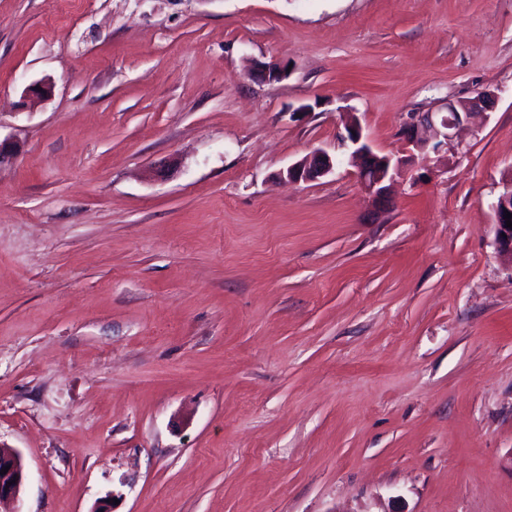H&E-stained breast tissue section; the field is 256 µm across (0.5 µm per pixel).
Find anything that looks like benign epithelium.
<instances>
[{
	"label": "benign epithelium",
	"mask_w": 512,
	"mask_h": 512,
	"mask_svg": "<svg viewBox=\"0 0 512 512\" xmlns=\"http://www.w3.org/2000/svg\"><path fill=\"white\" fill-rule=\"evenodd\" d=\"M253 73L267 78H283L285 67L277 63H261L253 68ZM497 99L491 89L478 92L477 96L458 105L448 104L445 112H421L412 115L408 124V140L421 151L440 153L453 142L450 130L467 122L474 115V109L487 108ZM341 144L350 149V157L356 163L357 177L369 199L376 205L388 203V183L402 175L407 169L408 160L394 154L378 153L372 149L363 136L360 124L353 120L345 127ZM336 168V158L318 149L303 159L291 164L286 170L290 181H315ZM495 220V243L498 252L512 261V228L506 227L505 212L512 213V182L502 186V191L490 203ZM0 503L16 502L20 499L26 482L25 463L21 453L0 444Z\"/></svg>",
	"instance_id": "obj_1"
}]
</instances>
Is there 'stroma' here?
Masks as SVG:
<instances>
[{"instance_id": "1", "label": "stroma", "mask_w": 512, "mask_h": 512, "mask_svg": "<svg viewBox=\"0 0 512 512\" xmlns=\"http://www.w3.org/2000/svg\"><path fill=\"white\" fill-rule=\"evenodd\" d=\"M0 139V512H512V0H0ZM497 99V93L491 89H485L478 92L477 96L469 102L460 103L458 105L448 103L447 112H421L412 115L408 124V140L411 145L421 151L427 152L431 150L434 153H440L442 150H448V145H453V135L449 130L455 129L468 123L473 115L472 112L476 108L490 107ZM421 127L429 136L424 139L414 137L413 132ZM446 130V131H443ZM355 131V134H352ZM341 144L352 148L350 157L356 163L357 177L369 199L376 205L388 203L387 190L397 176L407 169V159L394 154L375 152L363 136L362 128L356 120L345 127ZM336 168V157L322 149L315 150L303 159L291 164L286 170L289 181H315ZM495 220V243L498 252L512 263V228L506 227L504 210L512 213V182H503L502 191L490 203ZM505 233V236H502ZM7 465H10L7 473L0 474V505L5 501H18L26 482L25 463L21 453L0 444V471ZM12 480H16V483H12Z\"/></svg>"}]
</instances>
